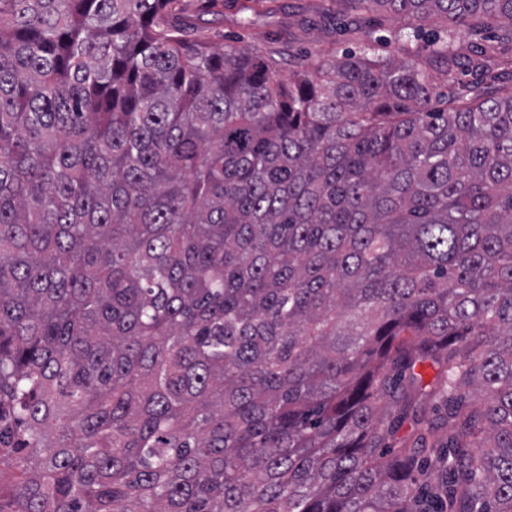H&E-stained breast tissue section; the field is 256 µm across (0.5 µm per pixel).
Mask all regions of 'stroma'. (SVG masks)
Returning a JSON list of instances; mask_svg holds the SVG:
<instances>
[{
    "instance_id": "stroma-1",
    "label": "stroma",
    "mask_w": 512,
    "mask_h": 512,
    "mask_svg": "<svg viewBox=\"0 0 512 512\" xmlns=\"http://www.w3.org/2000/svg\"><path fill=\"white\" fill-rule=\"evenodd\" d=\"M221 13L201 30L217 50L234 47L259 53L273 61L281 72L299 63L323 61L347 51L371 49L382 58L395 57L398 44L391 29L398 22L383 17L375 27V42L356 32L352 18L327 13L321 0H223ZM248 25H241V18Z\"/></svg>"
}]
</instances>
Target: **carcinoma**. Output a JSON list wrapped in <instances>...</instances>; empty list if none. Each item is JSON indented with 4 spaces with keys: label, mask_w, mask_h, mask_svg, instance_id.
<instances>
[{
    "label": "carcinoma",
    "mask_w": 512,
    "mask_h": 512,
    "mask_svg": "<svg viewBox=\"0 0 512 512\" xmlns=\"http://www.w3.org/2000/svg\"><path fill=\"white\" fill-rule=\"evenodd\" d=\"M327 2L443 35L284 75L218 0H0V512H512V87L454 47L512 0ZM455 81L450 84L440 82L436 86V96L433 97V106L437 109H442L446 107L445 99L443 94H448L449 92H453L457 96L468 98L470 93L471 83L474 81L471 75L467 73H463L462 71H458L455 76Z\"/></svg>",
    "instance_id": "1"
}]
</instances>
